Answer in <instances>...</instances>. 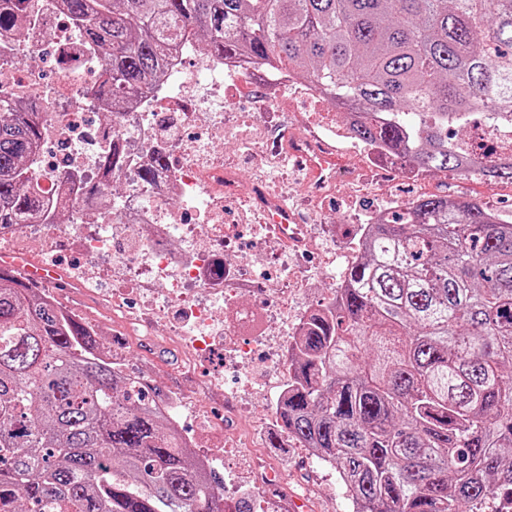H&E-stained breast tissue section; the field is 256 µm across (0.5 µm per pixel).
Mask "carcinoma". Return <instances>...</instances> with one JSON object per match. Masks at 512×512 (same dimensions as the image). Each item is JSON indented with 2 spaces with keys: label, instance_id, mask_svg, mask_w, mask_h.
Wrapping results in <instances>:
<instances>
[{
  "label": "carcinoma",
  "instance_id": "1",
  "mask_svg": "<svg viewBox=\"0 0 512 512\" xmlns=\"http://www.w3.org/2000/svg\"><path fill=\"white\" fill-rule=\"evenodd\" d=\"M111 55L86 93L135 100L185 37L276 65L364 113L357 139L433 171L512 183L440 126L512 124V0H63ZM0 0V28L29 25ZM37 99L0 100V228L53 212L32 187ZM81 319L0 268V512H223L156 389L105 364ZM272 448L336 469L353 512H495L512 500V221L468 198H413L373 225L336 300L288 349Z\"/></svg>",
  "mask_w": 512,
  "mask_h": 512
}]
</instances>
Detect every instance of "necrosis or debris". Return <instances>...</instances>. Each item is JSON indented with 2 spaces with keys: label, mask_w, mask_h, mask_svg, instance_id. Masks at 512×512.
I'll use <instances>...</instances> for the list:
<instances>
[{
  "label": "necrosis or debris",
  "mask_w": 512,
  "mask_h": 512,
  "mask_svg": "<svg viewBox=\"0 0 512 512\" xmlns=\"http://www.w3.org/2000/svg\"><path fill=\"white\" fill-rule=\"evenodd\" d=\"M29 7L31 22L23 35L0 33V98L21 107L38 96L42 140L35 175L56 209L52 223L0 229V261H26L35 247L45 256L79 255L69 276L80 287L99 289L113 319L141 344L182 340L187 368L222 351L223 363L209 383L224 386V422L237 425L244 396L266 390L285 396L284 354L292 338L281 320L288 316L298 324L311 312L293 297L304 270L282 258L274 243L311 250L329 230L325 224H278L271 242L264 225L227 219L228 208L243 198L255 211L292 198L269 178L242 177L244 169L281 163L265 149L262 113L227 114L233 90L255 69L198 56L196 44H181L159 85L104 121V101L85 89L105 69L106 51L75 37L60 0H30ZM267 82V108L305 120L295 140L329 143L348 160L342 172L326 169L315 181L303 182L306 198L316 203L342 187L394 206L390 174L380 172L368 184L353 162L359 154L370 163L388 155L382 144L358 145L352 133L356 113L339 109L288 71ZM224 140L235 144L234 153L218 150ZM469 141L472 156L512 162V125L488 113L476 118ZM115 146L123 162L108 173L99 161ZM160 151L168 167L153 181H142V170ZM83 180L99 186L100 201L86 199ZM245 243L255 254L253 265L228 262ZM222 308L232 322L219 317Z\"/></svg>",
  "instance_id": "necrosis-or-debris-1"
}]
</instances>
